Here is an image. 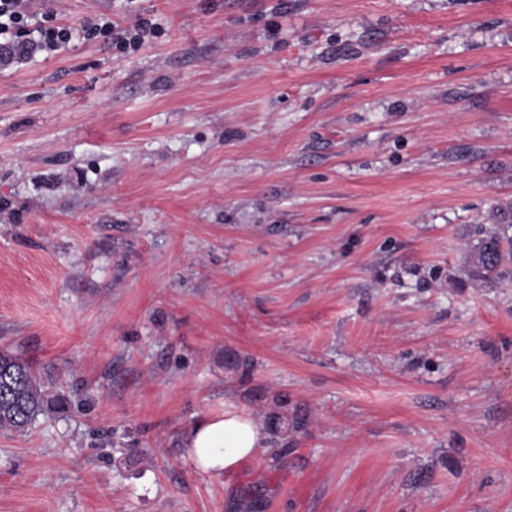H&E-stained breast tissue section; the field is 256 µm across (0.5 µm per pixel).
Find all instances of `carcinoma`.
<instances>
[{
    "instance_id": "obj_1",
    "label": "carcinoma",
    "mask_w": 512,
    "mask_h": 512,
    "mask_svg": "<svg viewBox=\"0 0 512 512\" xmlns=\"http://www.w3.org/2000/svg\"><path fill=\"white\" fill-rule=\"evenodd\" d=\"M498 224L479 231L468 244L469 273L476 280L494 282L512 276V208L497 209ZM50 381L21 355L0 351V431L22 433L35 418L63 408L50 395Z\"/></svg>"
}]
</instances>
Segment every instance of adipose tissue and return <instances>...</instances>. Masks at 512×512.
<instances>
[{
    "label": "adipose tissue",
    "mask_w": 512,
    "mask_h": 512,
    "mask_svg": "<svg viewBox=\"0 0 512 512\" xmlns=\"http://www.w3.org/2000/svg\"><path fill=\"white\" fill-rule=\"evenodd\" d=\"M266 443L267 431L259 420L230 409L197 422L186 438L194 467L212 475L232 472L255 459Z\"/></svg>",
    "instance_id": "adipose-tissue-1"
}]
</instances>
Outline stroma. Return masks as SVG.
<instances>
[{
	"mask_svg": "<svg viewBox=\"0 0 512 512\" xmlns=\"http://www.w3.org/2000/svg\"><path fill=\"white\" fill-rule=\"evenodd\" d=\"M30 5L158 35L0 60V350L68 402L0 512H512V0ZM228 409L278 431L201 473ZM494 230L478 231L476 242H469V273L476 280L496 282L512 276V208L497 209ZM267 439L259 420L229 409L223 417L197 422L187 435L186 446L198 471L221 475L255 459Z\"/></svg>",
	"mask_w": 512,
	"mask_h": 512,
	"instance_id": "1",
	"label": "stroma"
}]
</instances>
